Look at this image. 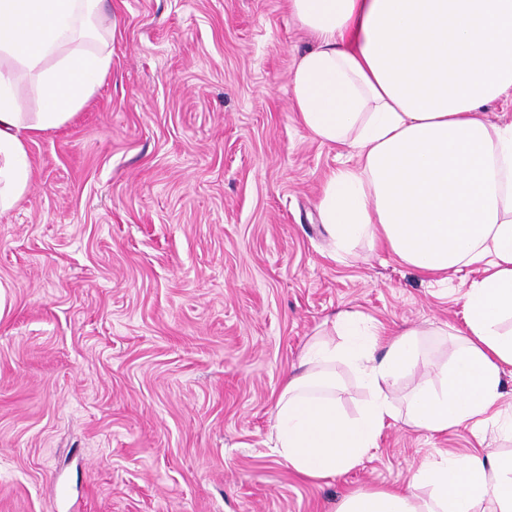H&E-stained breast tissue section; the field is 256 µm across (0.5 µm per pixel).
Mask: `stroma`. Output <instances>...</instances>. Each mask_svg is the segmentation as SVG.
<instances>
[{
	"label": "stroma",
	"instance_id": "obj_1",
	"mask_svg": "<svg viewBox=\"0 0 512 512\" xmlns=\"http://www.w3.org/2000/svg\"><path fill=\"white\" fill-rule=\"evenodd\" d=\"M88 102L28 143L31 184L0 213V512H335L406 486L488 427H385L362 464L298 476L269 434L284 378L331 321L421 331L403 405L457 345L464 294L360 241L336 251L323 187L347 156L297 121L314 41L285 0H103Z\"/></svg>",
	"mask_w": 512,
	"mask_h": 512
}]
</instances>
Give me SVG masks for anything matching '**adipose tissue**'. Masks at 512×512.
I'll use <instances>...</instances> for the list:
<instances>
[{
	"label": "adipose tissue",
	"mask_w": 512,
	"mask_h": 512,
	"mask_svg": "<svg viewBox=\"0 0 512 512\" xmlns=\"http://www.w3.org/2000/svg\"><path fill=\"white\" fill-rule=\"evenodd\" d=\"M315 40L290 78L293 110L353 166L326 182L321 217L345 251L360 239L429 274L479 266L464 295L466 331L437 380L388 398L414 362L417 333L387 343L360 313L333 319L347 342H311L276 402L272 449L297 474L327 479L360 465L386 424L432 433L504 421L501 380L512 367V122L480 113L512 95V0H287ZM102 0H0V56L35 82L42 110L15 109L17 82L0 70V212L26 193V142L68 121L111 66L77 48ZM369 391L357 416L341 409L335 367ZM512 512V455L484 448L423 464L403 488L354 492L336 512Z\"/></svg>",
	"instance_id": "adipose-tissue-1"
}]
</instances>
